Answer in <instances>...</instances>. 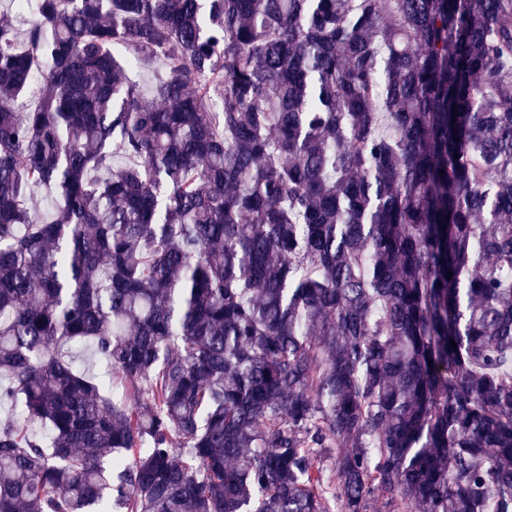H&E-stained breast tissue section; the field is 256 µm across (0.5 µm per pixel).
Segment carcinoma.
<instances>
[{"label":"carcinoma","mask_w":512,"mask_h":512,"mask_svg":"<svg viewBox=\"0 0 512 512\" xmlns=\"http://www.w3.org/2000/svg\"><path fill=\"white\" fill-rule=\"evenodd\" d=\"M19 2L0 512H512V0Z\"/></svg>","instance_id":"cac0c4a2"}]
</instances>
